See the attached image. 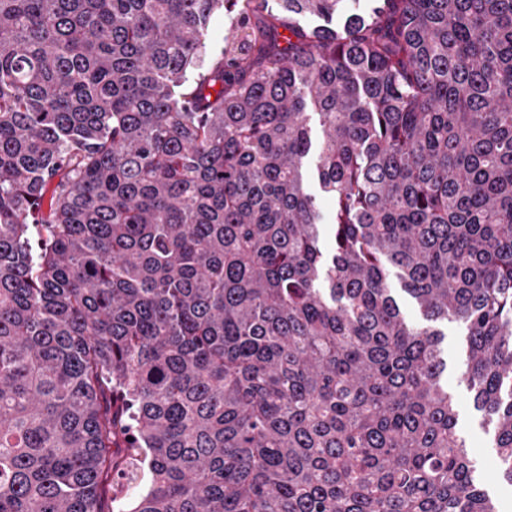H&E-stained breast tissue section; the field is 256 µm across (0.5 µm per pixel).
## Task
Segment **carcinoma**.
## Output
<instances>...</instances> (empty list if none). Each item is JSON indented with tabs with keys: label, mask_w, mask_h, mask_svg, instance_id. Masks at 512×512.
<instances>
[{
	"label": "carcinoma",
	"mask_w": 512,
	"mask_h": 512,
	"mask_svg": "<svg viewBox=\"0 0 512 512\" xmlns=\"http://www.w3.org/2000/svg\"><path fill=\"white\" fill-rule=\"evenodd\" d=\"M342 5L0 0V512H498L512 0ZM441 329L447 334L444 346L448 369L444 383L457 405V432L465 440L469 457L477 472L484 478L483 489L496 500L499 512H512V485L498 479V458L494 448V431L483 423V416L472 403L462 372L465 361V340L462 329L452 322Z\"/></svg>",
	"instance_id": "cac0c4a2"
}]
</instances>
